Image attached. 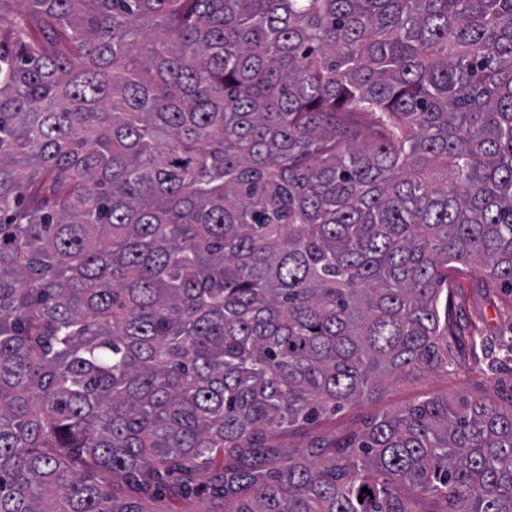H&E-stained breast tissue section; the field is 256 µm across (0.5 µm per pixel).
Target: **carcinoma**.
Instances as JSON below:
<instances>
[{"mask_svg": "<svg viewBox=\"0 0 512 512\" xmlns=\"http://www.w3.org/2000/svg\"><path fill=\"white\" fill-rule=\"evenodd\" d=\"M7 6L0 512H512V398L277 442L483 348L450 274L512 289V0Z\"/></svg>", "mask_w": 512, "mask_h": 512, "instance_id": "carcinoma-1", "label": "carcinoma"}]
</instances>
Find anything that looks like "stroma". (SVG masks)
<instances>
[{
    "instance_id": "1",
    "label": "stroma",
    "mask_w": 512,
    "mask_h": 512,
    "mask_svg": "<svg viewBox=\"0 0 512 512\" xmlns=\"http://www.w3.org/2000/svg\"><path fill=\"white\" fill-rule=\"evenodd\" d=\"M457 285L463 299L448 310L451 321L477 328L484 338L483 352L465 356L452 372L427 370L408 381L388 385L370 400L327 415L306 429L284 434L287 450L302 448L311 438L328 439L359 434L364 421L373 414L394 412L420 395L434 393L455 400L462 396H482L496 403L512 397V295L498 284H487L481 269L460 275Z\"/></svg>"
}]
</instances>
